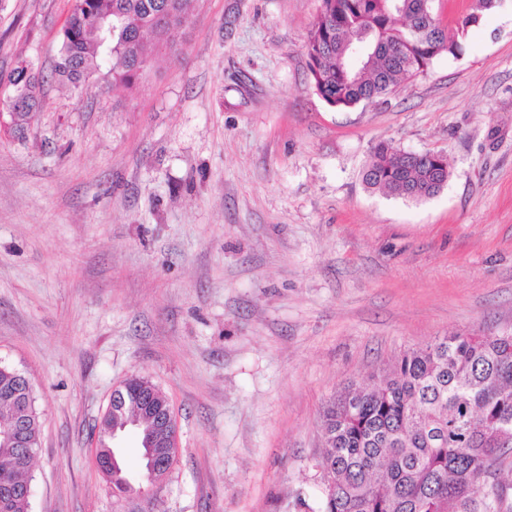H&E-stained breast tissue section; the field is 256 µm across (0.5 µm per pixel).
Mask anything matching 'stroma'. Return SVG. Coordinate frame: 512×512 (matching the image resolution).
Masks as SVG:
<instances>
[{
  "label": "stroma",
  "mask_w": 512,
  "mask_h": 512,
  "mask_svg": "<svg viewBox=\"0 0 512 512\" xmlns=\"http://www.w3.org/2000/svg\"><path fill=\"white\" fill-rule=\"evenodd\" d=\"M73 0H0V73L40 72L0 128V365L40 414L30 512H115L96 426L137 374L178 455L153 512H306L326 401L438 336L512 328V0H437L459 56L347 110L310 81L320 0H194L133 87L51 72ZM381 142L443 154L408 200ZM7 80L11 84V94L6 101L15 99L21 102V105H15L13 108H8L0 113V125H7L5 121L6 112H11L6 115L8 118L9 129L18 135H23L25 126L27 125L32 114L39 112L42 107L41 98V84L43 77L39 73L34 72L29 64L21 63L7 75H0V82ZM408 151H391L384 143H379L363 171V182L368 188L385 191L405 199L433 196L439 183L449 177L447 164L443 158L436 167L431 160L400 166L401 155Z\"/></svg>",
  "instance_id": "stroma-1"
}]
</instances>
